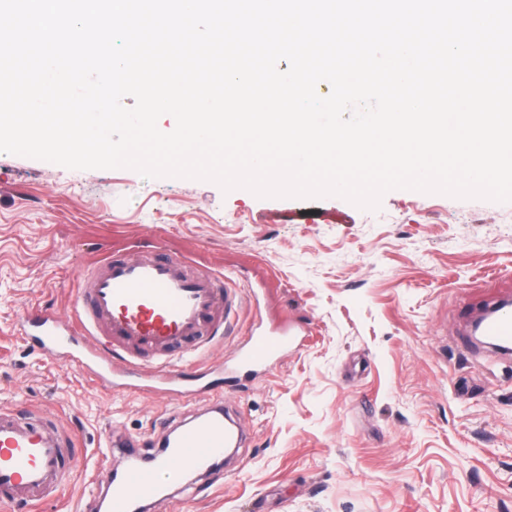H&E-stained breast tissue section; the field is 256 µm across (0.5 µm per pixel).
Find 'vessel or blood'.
<instances>
[{
  "instance_id": "obj_1",
  "label": "vessel or blood",
  "mask_w": 512,
  "mask_h": 512,
  "mask_svg": "<svg viewBox=\"0 0 512 512\" xmlns=\"http://www.w3.org/2000/svg\"><path fill=\"white\" fill-rule=\"evenodd\" d=\"M240 299L229 281L201 274L185 261L150 250L132 259L109 257L85 268L67 320L24 309L17 315L22 334L47 353L95 339L79 348L78 360L95 382L109 387L113 372L142 382L146 391L182 394L184 375L165 369L141 374V358L168 362L194 356L220 336ZM476 333L503 354L512 353V300L492 304L477 320ZM288 348L287 329L257 327L225 372L236 374L280 358ZM235 440L215 408L173 434L165 449L144 465L129 467L111 482L108 512H135L160 494V475L175 476L219 460ZM71 433L35 410L21 416L0 411V512L35 507L72 471Z\"/></svg>"
}]
</instances>
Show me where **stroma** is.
<instances>
[{
  "label": "stroma",
  "instance_id": "stroma-1",
  "mask_svg": "<svg viewBox=\"0 0 512 512\" xmlns=\"http://www.w3.org/2000/svg\"><path fill=\"white\" fill-rule=\"evenodd\" d=\"M156 246L246 298L193 361L196 399L104 390L18 332L24 307L67 318L90 263ZM502 297L512 202L395 189L367 210L0 153V409L40 408L77 449L39 512H104L91 472L154 453L217 397L246 433L238 459L148 512H512V357L476 350L464 320ZM260 322L292 328L283 357L218 372Z\"/></svg>",
  "mask_w": 512,
  "mask_h": 512
}]
</instances>
